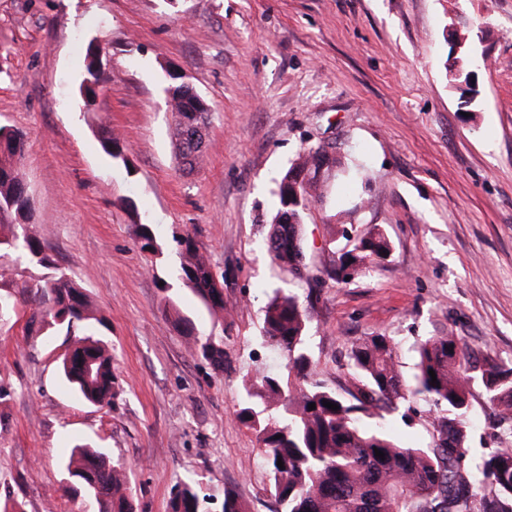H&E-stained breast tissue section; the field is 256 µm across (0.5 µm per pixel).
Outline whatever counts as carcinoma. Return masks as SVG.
<instances>
[{
  "label": "carcinoma",
  "instance_id": "obj_1",
  "mask_svg": "<svg viewBox=\"0 0 512 512\" xmlns=\"http://www.w3.org/2000/svg\"><path fill=\"white\" fill-rule=\"evenodd\" d=\"M103 49L89 44L79 95L91 104L98 85L105 83ZM174 99L173 138L181 164L194 167L203 155L200 143H192L190 127L206 129L211 108L184 83L166 89ZM103 153L114 162L129 166L127 146L110 129L99 137ZM25 134L0 124V258L22 253L29 262L52 266L45 245L30 233L33 207L21 177L20 164L26 148ZM324 151L310 147L284 172L275 195L279 208L267 235V249L281 269L292 260L293 242L299 235L305 211L321 194L320 174L333 166ZM307 172L308 188L292 193V179ZM293 222H281L283 215ZM140 250L160 252L150 224L133 221ZM180 270L183 280L200 302L215 313L230 314L224 299V282L213 273L191 237L182 241ZM391 242L383 233L370 230L355 239L346 252L348 263L364 265L384 258ZM49 304L63 314L52 324L71 330L102 323L103 318L83 289L65 274L44 281L34 294L24 291L0 309ZM183 334L193 337L194 348L215 370L224 371V342L203 337L194 322L175 319ZM308 313L291 292L277 290L264 307L260 343L284 355L278 371L258 367L255 378L246 380L235 419L253 430L261 443L269 468L271 512H512V448H494L477 458L471 453L468 413L471 380L468 353L453 334L425 336L413 344L415 372L406 377L396 362V346L388 336H366L352 344L348 366L358 376L357 392L346 400L322 383L311 379L308 352ZM61 370L78 396L93 406L112 403L119 391L112 372V352L107 342L90 336L76 338L62 359ZM436 384H431L429 371ZM479 378L486 401L500 418L512 420V367L487 358ZM283 402L284 412L268 413L271 401ZM328 401L339 406L331 410ZM423 402L432 416L431 442L405 446L389 431L368 419L395 413ZM316 409L311 410L308 404ZM384 458L375 456V450ZM283 462L278 467L277 462ZM65 470L73 485L66 493L83 497L96 512H134L133 496L124 466L109 462L102 448L77 446ZM210 496L201 495L189 483L177 484L170 496V512H209Z\"/></svg>",
  "mask_w": 512,
  "mask_h": 512
}]
</instances>
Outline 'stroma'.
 Masks as SVG:
<instances>
[{
    "mask_svg": "<svg viewBox=\"0 0 512 512\" xmlns=\"http://www.w3.org/2000/svg\"><path fill=\"white\" fill-rule=\"evenodd\" d=\"M461 37L479 61L469 87L448 70ZM92 41L108 81L88 108L76 86ZM172 69L212 108L191 171L170 135ZM0 123L27 134L32 231L99 309L120 383L112 405L82 402L59 366L84 328L0 314V497L24 512H81L63 461L86 442L124 465L136 512H170L180 482L211 495V512L228 489L245 512H270L260 443L235 410L255 367L281 362L257 340L277 288L299 294L316 378L343 397L366 336L392 338L407 375L415 339L448 332L512 366V0H0ZM105 125L128 164L102 152ZM317 146L343 171L304 217L312 288L272 262L266 236L278 178ZM136 215L160 254L141 252ZM374 227L390 254L330 278ZM186 236L223 276L231 317L183 282ZM0 262L1 296L49 274ZM179 314L224 337L223 370L175 328ZM471 392L473 454L512 447V421L480 383Z\"/></svg>",
    "mask_w": 512,
    "mask_h": 512,
    "instance_id": "stroma-1",
    "label": "stroma"
}]
</instances>
